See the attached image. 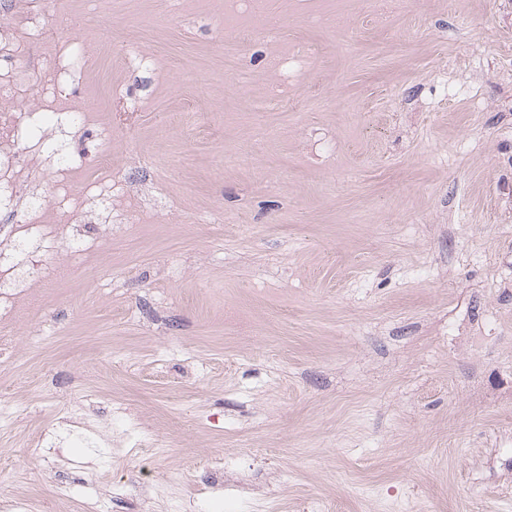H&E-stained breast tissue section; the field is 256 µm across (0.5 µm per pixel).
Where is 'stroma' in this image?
<instances>
[{"label": "stroma", "instance_id": "1", "mask_svg": "<svg viewBox=\"0 0 512 512\" xmlns=\"http://www.w3.org/2000/svg\"><path fill=\"white\" fill-rule=\"evenodd\" d=\"M262 0L307 66L262 111V41L212 0H114L72 96L112 115L135 211L50 263L66 331L0 361V494L44 512H512V0ZM185 124L166 117L186 108ZM79 181L94 125L68 129ZM96 304H88V297ZM131 409L161 448L112 415ZM52 431V447L31 446Z\"/></svg>", "mask_w": 512, "mask_h": 512}]
</instances>
